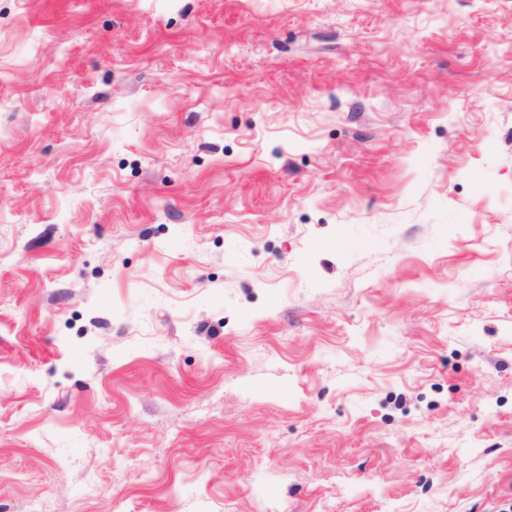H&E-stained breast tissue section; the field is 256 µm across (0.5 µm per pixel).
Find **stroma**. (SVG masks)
<instances>
[{
    "instance_id": "obj_1",
    "label": "stroma",
    "mask_w": 512,
    "mask_h": 512,
    "mask_svg": "<svg viewBox=\"0 0 512 512\" xmlns=\"http://www.w3.org/2000/svg\"><path fill=\"white\" fill-rule=\"evenodd\" d=\"M512 512V0H0V512Z\"/></svg>"
}]
</instances>
